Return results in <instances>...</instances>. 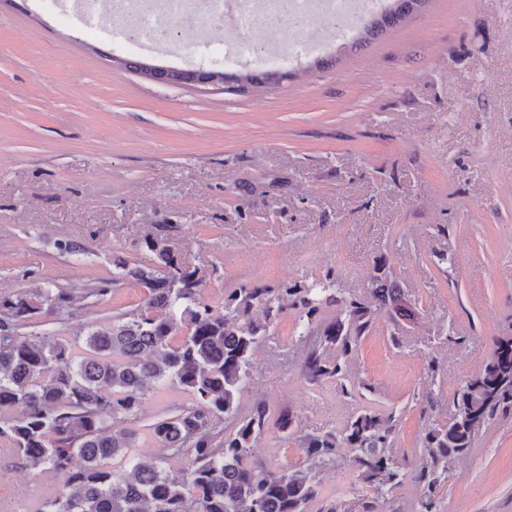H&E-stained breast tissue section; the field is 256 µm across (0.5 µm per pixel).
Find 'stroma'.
Wrapping results in <instances>:
<instances>
[{
	"label": "stroma",
	"mask_w": 512,
	"mask_h": 512,
	"mask_svg": "<svg viewBox=\"0 0 512 512\" xmlns=\"http://www.w3.org/2000/svg\"><path fill=\"white\" fill-rule=\"evenodd\" d=\"M139 56L292 77L245 93L170 85L124 67ZM149 237L208 269L200 294L213 305L243 284L328 273L363 298L391 271L416 318L378 317L360 341L349 374L369 390L306 380L292 311L257 351L241 401L290 411L306 433L342 429L366 407L393 413L394 456L418 459L422 428L448 423L458 387L512 336V0H428L334 47L318 70L245 46L233 63L217 43L149 50L122 26L76 25L63 0H0V292L112 281ZM144 296L127 278L26 330L77 349L88 324ZM192 403L177 386L151 390L127 424L133 455L155 454L152 424ZM304 457L272 429L252 459L296 469ZM318 479L308 512H358L369 495L344 448ZM60 484L0 443V512H35ZM437 495L441 512H512V405L449 464Z\"/></svg>",
	"instance_id": "35a3bbf8"
}]
</instances>
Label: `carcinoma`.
I'll use <instances>...</instances> for the list:
<instances>
[{"mask_svg":"<svg viewBox=\"0 0 512 512\" xmlns=\"http://www.w3.org/2000/svg\"><path fill=\"white\" fill-rule=\"evenodd\" d=\"M393 2L395 8L366 25V34H377L428 0ZM125 66L173 85L211 78L203 70L138 61ZM222 76L245 92L275 85L291 73ZM145 245L144 260L121 264L123 276L147 290L141 305L108 326L88 325L78 351L22 329L35 316L65 319L75 293L103 297L118 280L0 294V441L8 442L14 462L43 464L62 476L59 493L39 512H307L317 495V475L336 464L342 446L350 449L353 468L374 496L403 483L405 464L390 453L398 426L393 415L365 409L339 431L299 435L292 414L282 413L276 426L285 438L296 437L306 454L307 465L291 470L246 464L271 416L261 400L246 407L240 402L255 352L290 308L299 313L305 378L348 381L347 363L378 315L398 323L415 316L391 273L373 276L364 299L342 297L336 278L327 275L286 279L273 287L242 285L224 293V303L215 307L198 293L205 271L187 264L164 238ZM336 303L342 304L341 314L323 321L322 307ZM255 308L263 321L253 318ZM166 383L189 392L192 407L152 424L159 452L151 459L130 458L124 471L109 468L107 461L132 447L133 433L124 424L138 415L148 389ZM511 401L512 336H502L480 372L456 390L453 419L423 429V461L414 474L422 493L415 512H439L436 489L448 463L467 455L497 408ZM15 408L18 415L8 414ZM174 460L187 462L177 478L166 472Z\"/></svg>","mask_w":512,"mask_h":512,"instance_id":"obj_1","label":"carcinoma"}]
</instances>
